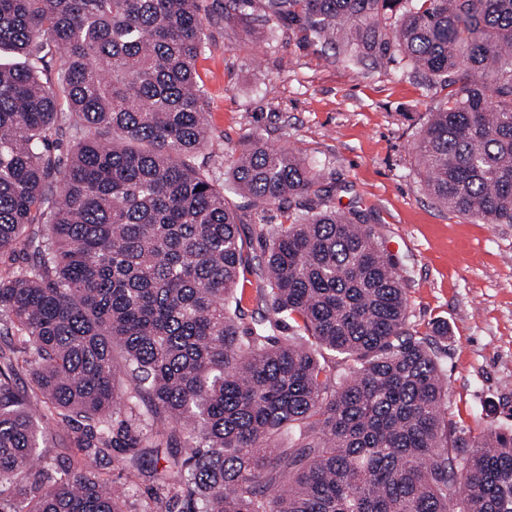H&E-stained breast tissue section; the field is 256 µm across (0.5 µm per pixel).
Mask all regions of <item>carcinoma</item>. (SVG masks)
<instances>
[{
	"mask_svg": "<svg viewBox=\"0 0 512 512\" xmlns=\"http://www.w3.org/2000/svg\"><path fill=\"white\" fill-rule=\"evenodd\" d=\"M256 3L273 34L460 85L418 140L426 188L512 224V0H224V17ZM206 40L202 0H0V258L21 261L0 275V512H512V429L448 428L409 272L309 161L258 140L233 190L289 223L258 258L259 319L230 311L253 257L196 163L223 152ZM49 419L72 428L64 467ZM144 448L180 452L147 476ZM110 457L123 490L93 467Z\"/></svg>",
	"mask_w": 512,
	"mask_h": 512,
	"instance_id": "obj_1",
	"label": "carcinoma"
}]
</instances>
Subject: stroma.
<instances>
[{
  "mask_svg": "<svg viewBox=\"0 0 512 512\" xmlns=\"http://www.w3.org/2000/svg\"><path fill=\"white\" fill-rule=\"evenodd\" d=\"M207 46L197 61L223 154L199 156L228 183L231 156L253 137L309 158L321 181L344 184L337 209L356 206L410 272V322L447 324L436 351L448 424L478 434L512 429V224H484L439 206L424 189L415 145L430 111L454 87L401 68L374 70L324 54L258 17L225 18L205 0Z\"/></svg>",
  "mask_w": 512,
  "mask_h": 512,
  "instance_id": "35a3bbf8",
  "label": "stroma"
}]
</instances>
